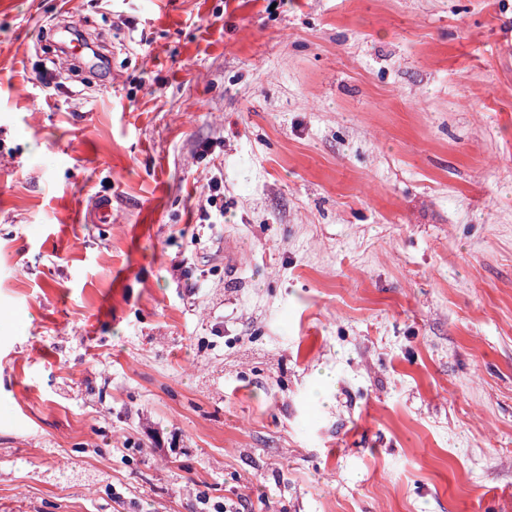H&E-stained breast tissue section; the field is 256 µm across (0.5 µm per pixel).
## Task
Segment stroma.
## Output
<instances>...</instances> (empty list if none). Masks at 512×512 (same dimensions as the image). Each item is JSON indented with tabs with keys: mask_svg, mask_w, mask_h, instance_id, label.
<instances>
[{
	"mask_svg": "<svg viewBox=\"0 0 512 512\" xmlns=\"http://www.w3.org/2000/svg\"><path fill=\"white\" fill-rule=\"evenodd\" d=\"M228 504L512 512V0H0V512Z\"/></svg>",
	"mask_w": 512,
	"mask_h": 512,
	"instance_id": "stroma-1",
	"label": "stroma"
}]
</instances>
